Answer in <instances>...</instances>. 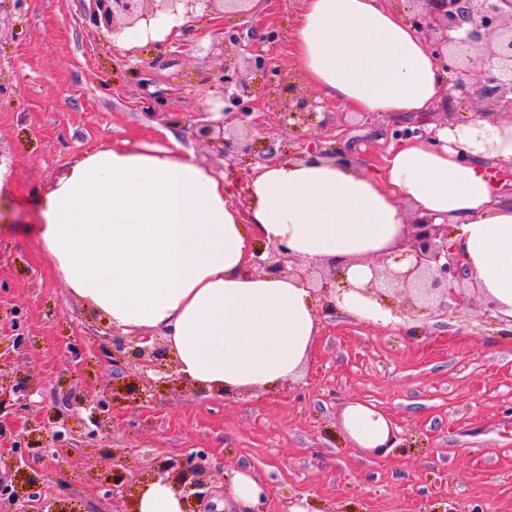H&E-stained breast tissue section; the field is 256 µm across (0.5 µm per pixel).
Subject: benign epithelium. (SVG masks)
Listing matches in <instances>:
<instances>
[{
	"label": "benign epithelium",
	"mask_w": 512,
	"mask_h": 512,
	"mask_svg": "<svg viewBox=\"0 0 512 512\" xmlns=\"http://www.w3.org/2000/svg\"><path fill=\"white\" fill-rule=\"evenodd\" d=\"M254 0H92L93 9L89 20L94 24L104 23L114 28L133 27L141 22L150 25L157 12L166 10L173 15L179 13L191 23L197 22L195 13L220 14L224 17L250 14L254 10ZM424 11L414 15L412 22L424 32L435 31L439 37L432 42L438 55L445 60L448 48L456 39L452 32L463 24L470 25L467 41L475 43L486 36L496 39L492 55L498 59V65L490 70L474 69L470 66L454 68L457 74L454 86L466 90L468 81L484 87L490 94H496L503 86L512 90V0H424ZM219 80L224 83V123L251 127L252 112L243 102L245 81L239 72L224 67ZM143 100L153 105L164 97V91L153 72L146 70L141 82ZM213 148L224 158L235 156L247 150L241 142L221 137L213 141ZM452 231L446 224H434L426 219L416 218L406 225V242L397 246L401 257L410 259L404 271H394L387 260L391 254L379 256V263L385 268L386 285L402 287L409 291V300L424 306L438 303L440 308L449 306L465 307L470 303L466 293L465 281L469 278L462 259L450 244ZM295 255L282 243L274 242L268 255L256 252L252 265L266 274L292 277L301 285L312 289L318 297L321 313L332 315L336 312V290L340 287L338 271H333L320 279H313L311 271L295 265L285 267V262ZM112 361L122 364L132 361L142 368V377L150 382L148 372L162 368L170 373L176 372L175 361L162 339L156 336H124L118 332L112 334ZM157 474L163 480L176 487L182 494L184 512L191 509L192 500L199 496V490L207 485L209 471L192 457L180 460H161L157 465ZM30 487L8 488L0 486V512H23L22 504L32 496Z\"/></svg>",
	"instance_id": "1"
}]
</instances>
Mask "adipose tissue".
<instances>
[{
	"label": "adipose tissue",
	"mask_w": 512,
	"mask_h": 512,
	"mask_svg": "<svg viewBox=\"0 0 512 512\" xmlns=\"http://www.w3.org/2000/svg\"><path fill=\"white\" fill-rule=\"evenodd\" d=\"M292 55L309 85L356 112L428 128L443 104L436 54L388 0H302ZM509 171L512 122L481 114L439 130L433 142H390L372 173L310 155L267 162L242 190L177 144L102 148L43 197L38 243L71 293L116 331L161 336L180 376L233 395L294 377L318 334L310 290L255 271L259 239L337 262L348 286L338 307L387 325L391 313L359 289L373 275L369 258L402 238L407 199L419 216L454 224L469 274L512 315ZM342 428L353 447L376 454L391 437L387 416L359 401L344 408ZM267 498L265 485L240 471L224 508L259 512Z\"/></svg>",
	"instance_id": "ef3b65f1"
}]
</instances>
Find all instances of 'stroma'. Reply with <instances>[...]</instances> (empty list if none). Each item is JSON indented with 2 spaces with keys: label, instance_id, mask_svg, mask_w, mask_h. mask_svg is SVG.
I'll return each instance as SVG.
<instances>
[{
  "label": "stroma",
  "instance_id": "obj_1",
  "mask_svg": "<svg viewBox=\"0 0 512 512\" xmlns=\"http://www.w3.org/2000/svg\"><path fill=\"white\" fill-rule=\"evenodd\" d=\"M276 41L261 44L266 72L248 71L246 53L224 46V28L255 42L256 16L228 24L201 19L193 34L162 48L127 47L110 27L89 21L90 0H26L0 11V165L13 195L0 204V482L35 484L34 512H132L113 493L115 481L141 487L155 480L156 461L201 454L209 480L196 512H224L235 471L246 468L269 490L264 512H512V346L498 338L512 320L492 310L483 290L471 303L418 313L404 294L390 302L383 326L344 312L319 316L312 354L297 378L233 396L209 395L177 376L143 380L137 365L114 366L112 327L73 296L39 247L37 199L52 190L85 153L120 146L145 151L177 140L197 163L223 172V156L197 139L195 124L221 126L224 89L214 79L225 64L244 72L257 129H227L250 146L233 167L247 181L277 140L288 160L308 139L351 154L373 171L383 164L380 136L408 127L321 101L294 67L291 33L301 0H272ZM153 63L164 101L146 108L138 73ZM308 101V124L283 122ZM437 124L479 112L499 120L512 91L496 96L448 89ZM23 347H14V338ZM109 405L106 429L87 426L77 441H51L29 457L27 440ZM352 401L375 405L392 422L396 441L375 456L351 447L341 414ZM122 449L113 464V449Z\"/></svg>",
  "mask_w": 512,
  "mask_h": 512
}]
</instances>
